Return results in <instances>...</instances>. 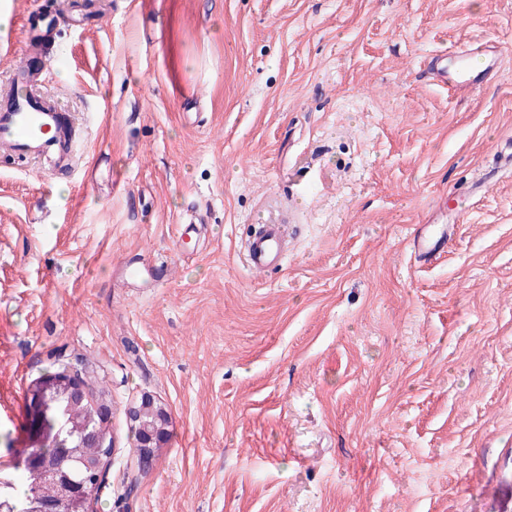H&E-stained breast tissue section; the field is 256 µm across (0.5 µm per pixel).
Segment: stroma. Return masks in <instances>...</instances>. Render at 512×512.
<instances>
[{
  "label": "stroma",
  "instance_id": "35a3bbf8",
  "mask_svg": "<svg viewBox=\"0 0 512 512\" xmlns=\"http://www.w3.org/2000/svg\"><path fill=\"white\" fill-rule=\"evenodd\" d=\"M475 1L0 0V82L60 14L37 74L77 129L65 171L0 154V460L74 365L112 406L94 512H512V171L412 248L512 140V0ZM474 38L493 83L422 77ZM264 232L252 237L245 250V260L249 267L264 271L284 259L282 232L278 224H264ZM127 415L132 423L138 464L147 467L167 441L168 411L152 396L144 395L138 404L128 409Z\"/></svg>",
  "mask_w": 512,
  "mask_h": 512
}]
</instances>
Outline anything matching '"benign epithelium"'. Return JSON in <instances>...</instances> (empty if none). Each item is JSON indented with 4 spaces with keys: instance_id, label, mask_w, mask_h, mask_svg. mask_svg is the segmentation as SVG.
I'll use <instances>...</instances> for the list:
<instances>
[{
    "instance_id": "1",
    "label": "benign epithelium",
    "mask_w": 512,
    "mask_h": 512,
    "mask_svg": "<svg viewBox=\"0 0 512 512\" xmlns=\"http://www.w3.org/2000/svg\"><path fill=\"white\" fill-rule=\"evenodd\" d=\"M66 402L64 425L48 417L52 402ZM28 413L35 424L34 437L63 452L52 462L25 455L9 464L0 463V471L25 467L39 477L41 497L38 512H93L92 499L85 486L106 484L112 466L113 448L108 424L111 406L95 396L77 368L48 374L36 381L27 396ZM132 423L138 464L152 463L168 438V411L152 396L145 395L128 409Z\"/></svg>"
}]
</instances>
